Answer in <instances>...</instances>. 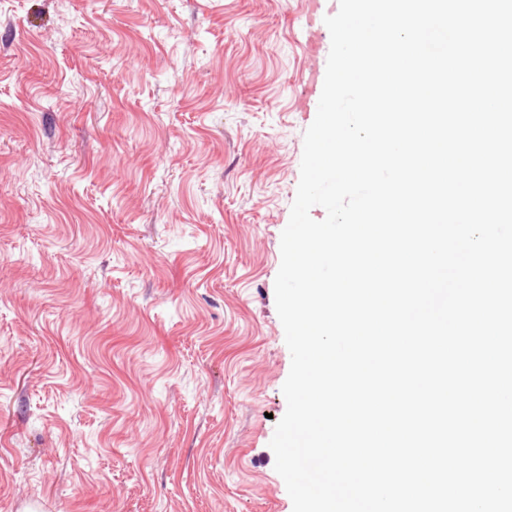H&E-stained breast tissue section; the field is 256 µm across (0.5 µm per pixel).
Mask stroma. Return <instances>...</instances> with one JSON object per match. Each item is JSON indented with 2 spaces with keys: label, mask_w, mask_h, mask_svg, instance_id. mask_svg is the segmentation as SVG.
<instances>
[{
  "label": "stroma",
  "mask_w": 512,
  "mask_h": 512,
  "mask_svg": "<svg viewBox=\"0 0 512 512\" xmlns=\"http://www.w3.org/2000/svg\"><path fill=\"white\" fill-rule=\"evenodd\" d=\"M308 32L305 0H0V512H293Z\"/></svg>",
  "instance_id": "obj_1"
}]
</instances>
